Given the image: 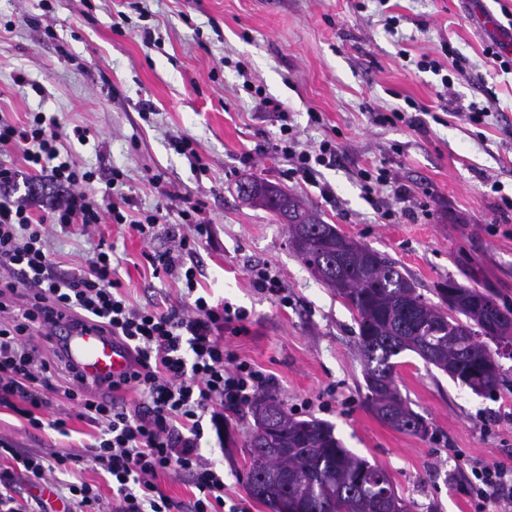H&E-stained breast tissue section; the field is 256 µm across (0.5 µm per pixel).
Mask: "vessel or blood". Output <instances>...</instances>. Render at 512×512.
<instances>
[{"mask_svg":"<svg viewBox=\"0 0 512 512\" xmlns=\"http://www.w3.org/2000/svg\"><path fill=\"white\" fill-rule=\"evenodd\" d=\"M53 338L90 381L107 382L127 371L131 355L124 344L93 327L59 324Z\"/></svg>","mask_w":512,"mask_h":512,"instance_id":"vessel-or-blood-1","label":"vessel or blood"}]
</instances>
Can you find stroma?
Segmentation results:
<instances>
[{
  "label": "stroma",
  "instance_id": "1",
  "mask_svg": "<svg viewBox=\"0 0 512 512\" xmlns=\"http://www.w3.org/2000/svg\"><path fill=\"white\" fill-rule=\"evenodd\" d=\"M474 4L499 22L512 17V0H0V117L55 116L71 158L96 170V196L127 197L132 215L163 214L146 240L124 224L88 234L50 226L56 271L84 265L103 241L129 305H179L182 282L153 277L145 254L171 245L179 204L167 190L203 199L210 230L193 257L202 293L248 314L245 332H225L226 348L266 370L288 410L327 421L346 448L384 467L412 512H500L499 500L469 496L467 464L512 465V357L489 398L402 353L397 385L430 430L420 438L384 424L364 404L352 312L292 251L286 225L234 189L251 175L294 191L326 223L395 260L427 299L452 278L512 306V207L502 202L512 197V54L486 55ZM424 55L447 67L450 90L417 69ZM247 80L287 118L254 100ZM412 102L424 108L418 126L387 122ZM285 122L301 144L335 140V161L314 179L276 153ZM78 126L90 129L88 141L73 137ZM179 136L196 155L177 149ZM373 166L395 171L405 197L366 194L361 172ZM265 266L284 299L253 287L252 269ZM72 409L60 397L48 411L69 414L64 436L1 406L0 439L33 454L81 447L95 428ZM252 425L225 411L223 436L206 433L200 452L223 470L226 504L267 512L243 481Z\"/></svg>",
  "mask_w": 512,
  "mask_h": 512
}]
</instances>
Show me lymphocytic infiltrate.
<instances>
[{
	"label": "lymphocytic infiltrate",
	"mask_w": 512,
	"mask_h": 512,
	"mask_svg": "<svg viewBox=\"0 0 512 512\" xmlns=\"http://www.w3.org/2000/svg\"><path fill=\"white\" fill-rule=\"evenodd\" d=\"M2 150L21 151L37 179L69 194L50 204L44 215H35L30 206L8 196L18 171L0 166V406L14 408L32 428L47 425L65 436L66 419L46 421L41 416L52 397L60 395L72 401L78 418L93 424L99 434L77 454L35 456L5 441L0 448L39 481L73 464L101 468L112 479L117 512H174V500L157 484L161 474L174 469L187 473L198 491L186 512H246L238 505L225 508L224 473L205 461L198 442L206 429L222 431L223 408L247 405L271 379L250 361L225 352L219 331L243 332L246 314L229 305L211 306L197 295L199 272L183 261L207 233L203 201L184 198L178 216L189 233L177 236L174 251L147 257L153 275L177 277L194 294L193 303L186 310L133 307L120 292L111 247L97 245L87 267L60 275L54 271L46 227L125 224L146 236L160 222V211L128 214L122 196L100 205L87 191L97 177L95 170L62 154L59 124L45 113H31L21 124L0 119ZM275 150L306 179L336 156L330 139L300 148L287 125L280 129ZM63 319L91 323L130 349L129 370L110 388L139 391L142 401L135 410L93 392L75 368H67L66 378H59L54 360L30 348L34 323Z\"/></svg>",
	"instance_id": "lymphocytic-infiltrate-1"
}]
</instances>
